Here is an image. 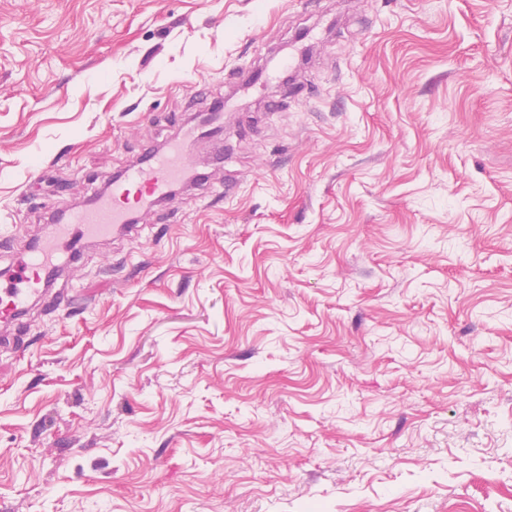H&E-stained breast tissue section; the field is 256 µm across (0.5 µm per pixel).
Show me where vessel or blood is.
<instances>
[{"mask_svg": "<svg viewBox=\"0 0 512 512\" xmlns=\"http://www.w3.org/2000/svg\"><path fill=\"white\" fill-rule=\"evenodd\" d=\"M224 130V111L199 113L193 123L167 142L162 150H148L123 173L113 177L105 192L96 194L84 208L69 210L65 223L51 224L43 238L15 246L12 275L0 283V348L22 343L16 328L35 302L55 308L64 298L56 289L59 267L54 255L66 254L78 261L84 245L110 236L137 232L140 216L151 211L184 181L199 177L195 146L199 139L219 136Z\"/></svg>", "mask_w": 512, "mask_h": 512, "instance_id": "obj_1", "label": "vessel or blood"}]
</instances>
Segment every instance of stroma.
Returning a JSON list of instances; mask_svg holds the SVG:
<instances>
[{
    "instance_id": "35a3bbf8",
    "label": "stroma",
    "mask_w": 512,
    "mask_h": 512,
    "mask_svg": "<svg viewBox=\"0 0 512 512\" xmlns=\"http://www.w3.org/2000/svg\"><path fill=\"white\" fill-rule=\"evenodd\" d=\"M303 31L0 352V512H512V0H0V234Z\"/></svg>"
}]
</instances>
